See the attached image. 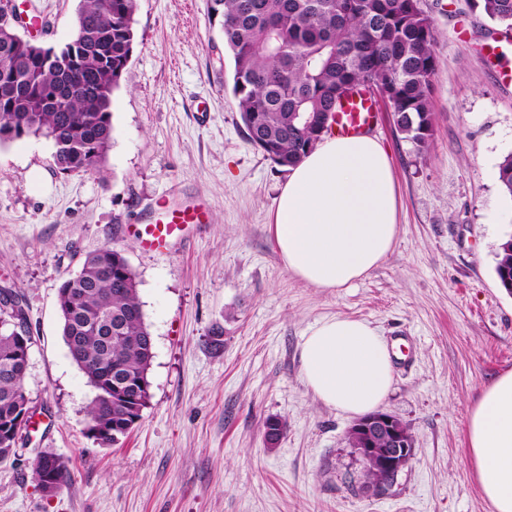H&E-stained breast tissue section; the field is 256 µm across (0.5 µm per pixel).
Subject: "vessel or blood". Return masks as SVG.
Listing matches in <instances>:
<instances>
[{
    "label": "vessel or blood",
    "instance_id": "b4317fda",
    "mask_svg": "<svg viewBox=\"0 0 512 512\" xmlns=\"http://www.w3.org/2000/svg\"><path fill=\"white\" fill-rule=\"evenodd\" d=\"M377 117L374 104L367 95H353L336 112L331 133L344 137L372 132ZM206 217V206L199 200L188 204H165L150 223L132 225L129 232L144 251L162 253L180 243L191 227L204 223Z\"/></svg>",
    "mask_w": 512,
    "mask_h": 512
}]
</instances>
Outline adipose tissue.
I'll return each mask as SVG.
<instances>
[{"label": "adipose tissue", "instance_id": "obj_1", "mask_svg": "<svg viewBox=\"0 0 512 512\" xmlns=\"http://www.w3.org/2000/svg\"><path fill=\"white\" fill-rule=\"evenodd\" d=\"M286 268L318 288H344L389 254L398 233L388 155L373 136H325L294 167L271 226ZM302 379L323 404L353 417L387 399L388 344L367 322L333 316L299 344ZM467 461L491 512H512V371L484 388L467 424Z\"/></svg>", "mask_w": 512, "mask_h": 512}]
</instances>
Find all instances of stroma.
Listing matches in <instances>:
<instances>
[{
    "label": "stroma",
    "mask_w": 512,
    "mask_h": 512,
    "mask_svg": "<svg viewBox=\"0 0 512 512\" xmlns=\"http://www.w3.org/2000/svg\"><path fill=\"white\" fill-rule=\"evenodd\" d=\"M27 3L38 22L22 36L71 40L79 0ZM423 5L435 28L433 134L416 150L378 102L399 231L348 287L309 285L281 259L271 224L288 172L246 140L207 0H138L103 178L59 172L42 137L0 146V281L24 296V384L39 407L16 457L0 462V512H489L466 462V425L480 390L512 371V295L494 272L512 233L497 182L512 153V81L500 76L512 71V38L473 0ZM198 197L207 222L168 252H145L124 231L159 199ZM105 245L128 258L154 342L149 401L113 447L86 434L96 391L68 354L57 305L61 282ZM331 316L364 320L395 347L382 409L415 444L382 497L362 489L353 417L301 376L298 344ZM270 418L286 423L274 448ZM46 449L69 470L50 496L32 472Z\"/></svg>",
    "instance_id": "35a3bbf8"
}]
</instances>
